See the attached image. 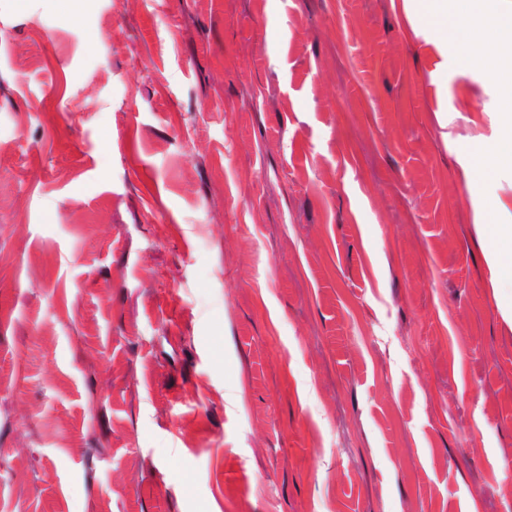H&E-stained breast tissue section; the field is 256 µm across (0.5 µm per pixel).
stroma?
<instances>
[{"label":"stroma","mask_w":512,"mask_h":512,"mask_svg":"<svg viewBox=\"0 0 512 512\" xmlns=\"http://www.w3.org/2000/svg\"><path fill=\"white\" fill-rule=\"evenodd\" d=\"M497 107L403 0H0V512H512Z\"/></svg>","instance_id":"obj_1"}]
</instances>
